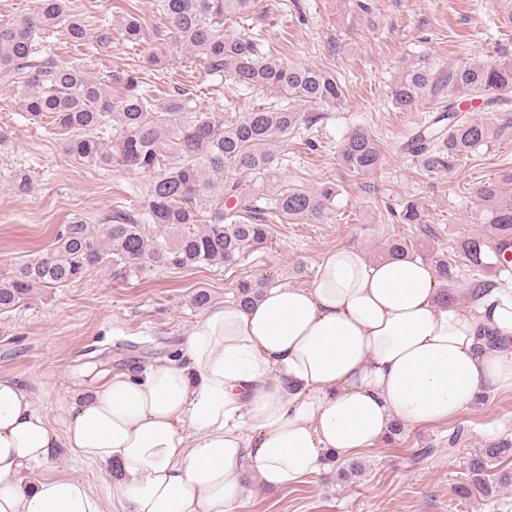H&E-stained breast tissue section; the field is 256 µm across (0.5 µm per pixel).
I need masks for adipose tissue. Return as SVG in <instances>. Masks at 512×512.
I'll use <instances>...</instances> for the list:
<instances>
[{
	"instance_id": "obj_1",
	"label": "adipose tissue",
	"mask_w": 512,
	"mask_h": 512,
	"mask_svg": "<svg viewBox=\"0 0 512 512\" xmlns=\"http://www.w3.org/2000/svg\"><path fill=\"white\" fill-rule=\"evenodd\" d=\"M418 259L327 250L311 284L230 300L176 357L104 377L64 437L0 377V512H238L246 478L286 487L512 390V279L461 309ZM115 468L112 505L85 482L27 480L55 448Z\"/></svg>"
}]
</instances>
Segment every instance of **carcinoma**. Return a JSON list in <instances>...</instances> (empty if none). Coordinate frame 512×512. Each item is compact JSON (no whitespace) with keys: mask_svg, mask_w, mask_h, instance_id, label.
I'll list each match as a JSON object with an SVG mask.
<instances>
[{"mask_svg":"<svg viewBox=\"0 0 512 512\" xmlns=\"http://www.w3.org/2000/svg\"><path fill=\"white\" fill-rule=\"evenodd\" d=\"M159 7L173 28L169 52L198 57L210 74L222 73L245 89L284 91L288 103L269 101L238 114L203 113L191 106L184 90L155 93L137 70L99 76L64 61L45 45L47 32L58 29L68 43L93 54L112 44V28H88L71 13L70 0H38L32 13L0 20V96L13 98L49 134L65 137L63 149L78 164L151 177L137 213L118 209L95 230L72 218L60 226L50 252L0 272V312L36 289L64 288L102 267L120 279L150 266L230 265L267 242V213L311 221L332 210L337 191L331 181L313 190L276 184L279 157L273 146L321 120L300 107L334 106L344 99L345 85L324 69L282 62L263 52L254 38L224 35V20L247 14L252 0H160ZM124 33L131 43L146 38L134 16ZM392 96L404 112L415 111L426 98L438 104L404 151L429 171L446 170L498 137L489 123L464 113L476 100L492 112L512 106V59H474L440 73L416 67L395 83ZM73 131L77 136L71 138ZM339 155L356 174H373L382 164L376 140L364 128L346 136ZM10 190L28 195L34 184L19 170ZM478 195L491 203L486 223L502 269L512 247V199L503 197L497 183L483 185ZM398 223H425L421 206L404 203ZM487 246L483 235L469 234L458 241V253L470 266L484 269ZM427 257L442 282L453 279L448 256L431 252ZM258 296L259 285L243 282L236 300L246 307ZM504 451L498 443L488 445L470 458L469 470L481 475Z\"/></svg>","mask_w":512,"mask_h":512,"instance_id":"1","label":"carcinoma"}]
</instances>
